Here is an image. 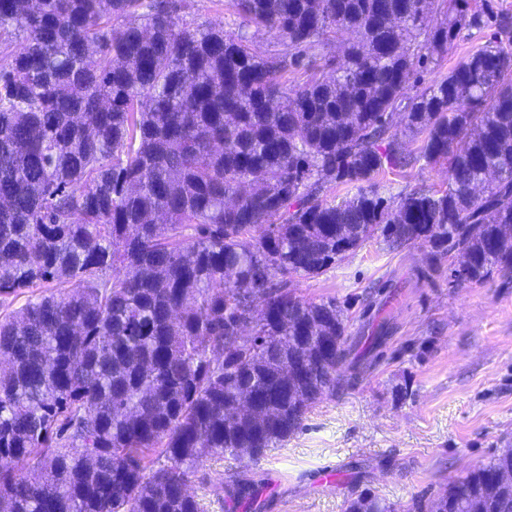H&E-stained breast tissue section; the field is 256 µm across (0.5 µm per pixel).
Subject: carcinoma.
Segmentation results:
<instances>
[{
    "instance_id": "1",
    "label": "carcinoma",
    "mask_w": 512,
    "mask_h": 512,
    "mask_svg": "<svg viewBox=\"0 0 512 512\" xmlns=\"http://www.w3.org/2000/svg\"><path fill=\"white\" fill-rule=\"evenodd\" d=\"M228 5L235 31L173 0H0V306L41 289L0 316V512H203L184 487L220 457L244 463L228 497H253L245 469L361 368L336 299L290 278L377 232L428 247L431 271L448 259L458 285L512 273L511 11ZM261 30L281 38L267 56ZM420 162L448 165V188L382 196L379 174ZM340 185L355 193L328 201ZM253 393L259 413H234ZM505 472L511 440L406 512H512ZM346 512L398 508L363 490ZM490 34V29H484L480 33L475 30H462L454 44L448 49V54L437 65H431L427 70L420 72L422 85L419 86H426L448 74L450 68L455 66L468 53L475 50L476 47L484 44L489 39Z\"/></svg>"
}]
</instances>
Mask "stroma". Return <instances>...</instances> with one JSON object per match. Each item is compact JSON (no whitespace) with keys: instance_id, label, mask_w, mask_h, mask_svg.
Here are the masks:
<instances>
[{"instance_id":"1","label":"stroma","mask_w":512,"mask_h":512,"mask_svg":"<svg viewBox=\"0 0 512 512\" xmlns=\"http://www.w3.org/2000/svg\"><path fill=\"white\" fill-rule=\"evenodd\" d=\"M489 30L461 31L447 55L421 74L430 84L484 44ZM389 195L413 186L443 189L444 165L388 171ZM427 249L387 246L373 236L326 274L293 278L296 295L333 298L348 311L352 335L383 329L386 339L353 384L323 397L303 428L272 449L256 471L266 482L261 512H345L354 488L408 506L437 498L512 440V279L452 286L429 272ZM412 388L395 396L397 385ZM335 463L337 482H319ZM238 464L211 459L190 491L204 512H231L225 483Z\"/></svg>"}]
</instances>
